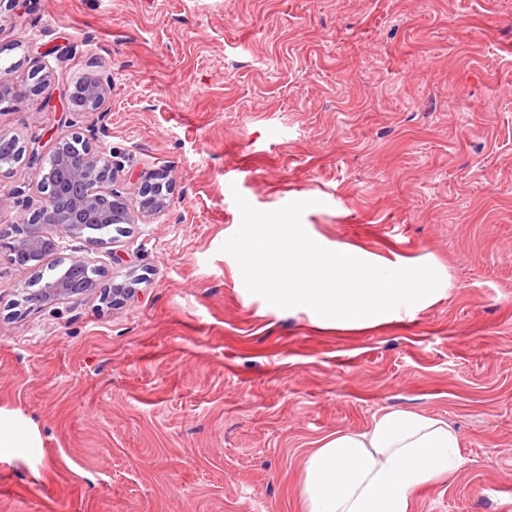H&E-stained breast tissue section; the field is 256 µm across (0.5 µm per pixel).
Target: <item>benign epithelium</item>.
Here are the masks:
<instances>
[{
    "instance_id": "7a95c632",
    "label": "benign epithelium",
    "mask_w": 512,
    "mask_h": 512,
    "mask_svg": "<svg viewBox=\"0 0 512 512\" xmlns=\"http://www.w3.org/2000/svg\"><path fill=\"white\" fill-rule=\"evenodd\" d=\"M53 76L52 67L39 63L34 64L25 79L15 78L10 69L1 71L0 105H30L32 97L39 95ZM110 88V77L89 76L76 84L74 89L64 91L63 110L78 111L76 93L80 89L87 111H97L108 98ZM6 145L12 148L15 161L25 158L29 165L36 167L40 193L36 206H26L30 215L24 219V223L13 224L10 230L0 232V252L7 253L10 261L17 266L22 263L35 266L45 253L59 247L62 239L81 237L88 222L112 224L121 221L130 224L139 219L154 217L167 207L172 187L160 177L137 185L131 192L118 191L110 186L105 188L96 182L94 172L103 155L77 134L60 133L51 144L50 155L61 161L54 175L58 183L56 192L45 183V177L51 176V172L43 165L44 152L31 149L17 136L0 130V146ZM72 150L82 153L83 165L75 167L69 163L66 154ZM47 225L56 227L58 234H47L44 231ZM94 287L96 282L84 283L79 274L74 272L41 289L42 301L68 299Z\"/></svg>"
}]
</instances>
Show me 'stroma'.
<instances>
[{"mask_svg": "<svg viewBox=\"0 0 512 512\" xmlns=\"http://www.w3.org/2000/svg\"><path fill=\"white\" fill-rule=\"evenodd\" d=\"M73 54L47 94L101 74V112L0 109L29 141L66 126L113 188L165 174L157 217L37 268L0 254V410L41 446L0 460V512H303L319 441L382 409L448 421L457 469L414 512H512V0H17L0 69ZM302 215L443 278L411 313L337 328L248 292L222 252L234 201ZM90 292L22 298L71 260ZM134 284L118 305L112 284Z\"/></svg>", "mask_w": 512, "mask_h": 512, "instance_id": "stroma-1", "label": "stroma"}]
</instances>
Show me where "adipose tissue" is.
Returning <instances> with one entry per match:
<instances>
[{
  "label": "adipose tissue",
  "instance_id": "ef3b65f1",
  "mask_svg": "<svg viewBox=\"0 0 512 512\" xmlns=\"http://www.w3.org/2000/svg\"><path fill=\"white\" fill-rule=\"evenodd\" d=\"M458 446L447 420L378 411L364 430L336 432L307 458L305 512H412L415 490L455 469Z\"/></svg>",
  "mask_w": 512,
  "mask_h": 512
}]
</instances>
